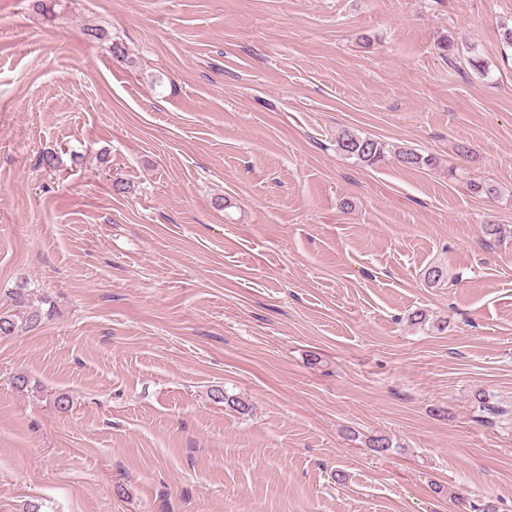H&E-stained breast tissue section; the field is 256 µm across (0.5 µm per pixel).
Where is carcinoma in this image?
<instances>
[{
	"mask_svg": "<svg viewBox=\"0 0 512 512\" xmlns=\"http://www.w3.org/2000/svg\"><path fill=\"white\" fill-rule=\"evenodd\" d=\"M336 150L366 166H374L393 158L406 168H435L439 160L433 155H423L408 147L390 146L379 138L361 136L343 130L336 136ZM23 289L15 292L16 308L0 311V339L15 336L19 331L39 325L44 313L39 309H26ZM512 416V410L479 399L478 418L482 422L504 421Z\"/></svg>",
	"mask_w": 512,
	"mask_h": 512,
	"instance_id": "cac0c4a2",
	"label": "carcinoma"
}]
</instances>
